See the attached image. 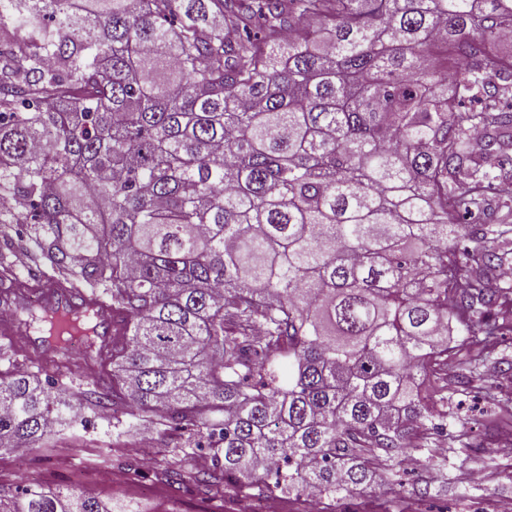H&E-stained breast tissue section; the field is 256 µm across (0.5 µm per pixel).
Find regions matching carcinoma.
<instances>
[{"mask_svg":"<svg viewBox=\"0 0 512 512\" xmlns=\"http://www.w3.org/2000/svg\"><path fill=\"white\" fill-rule=\"evenodd\" d=\"M509 31L512 0H0V273L24 253L124 328L111 387L0 345V453L126 404L173 482L196 448L206 495L336 497L443 434L448 356L480 381L512 326Z\"/></svg>","mask_w":512,"mask_h":512,"instance_id":"carcinoma-1","label":"carcinoma"}]
</instances>
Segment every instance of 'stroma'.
I'll return each instance as SVG.
<instances>
[{
    "mask_svg": "<svg viewBox=\"0 0 512 512\" xmlns=\"http://www.w3.org/2000/svg\"><path fill=\"white\" fill-rule=\"evenodd\" d=\"M484 376L495 386L499 404L491 405L475 391L453 396L447 406L452 442L442 448L430 440L433 452L426 456L416 448L409 451L422 459V466L377 462L371 488L317 500L292 496L286 512H345L352 505L362 512H406L410 506L416 512H500L503 502L512 501V454H490L479 443L512 440V376L502 374L494 361L485 367ZM158 445L157 435H144L138 427L115 434L111 418L102 417L88 429L74 424L58 448L31 451L25 465H18L14 455L0 454V482L75 485L102 495L136 498L147 512H225L249 492L243 480L229 482L217 498L195 492L187 478L205 458L202 450L185 457V483L167 481L149 468Z\"/></svg>",
    "mask_w": 512,
    "mask_h": 512,
    "instance_id": "1",
    "label": "stroma"
}]
</instances>
